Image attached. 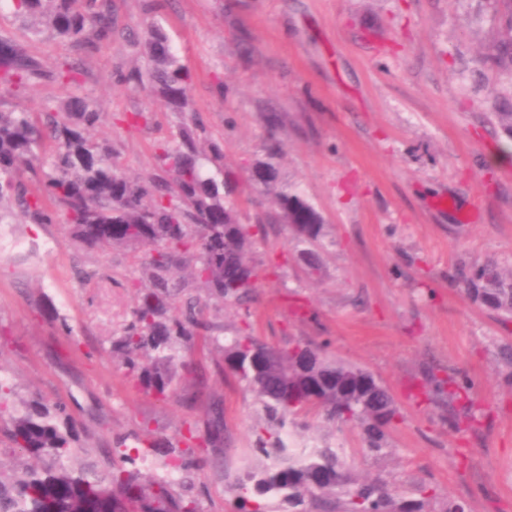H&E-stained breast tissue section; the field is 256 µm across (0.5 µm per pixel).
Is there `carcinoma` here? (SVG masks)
<instances>
[{"instance_id":"obj_1","label":"carcinoma","mask_w":512,"mask_h":512,"mask_svg":"<svg viewBox=\"0 0 512 512\" xmlns=\"http://www.w3.org/2000/svg\"><path fill=\"white\" fill-rule=\"evenodd\" d=\"M17 17L39 34L48 31L69 40L84 56L112 39V0H11ZM503 32L488 60L500 88H492L494 106L512 98V0H493ZM148 62L116 76L121 83L145 88L164 106L181 112L189 105L192 75L179 63L164 30L150 24L143 36ZM80 74L69 60L47 69L13 40L0 34V83L16 90L54 80L74 83ZM100 103L70 95L58 111L40 116L0 111V223L18 208L32 224H51L63 213L72 239L82 247L108 253L125 247L144 253L137 282L138 303L108 352L120 358L127 377L142 392L159 398L177 395L193 378L192 355L200 345L216 344V336H200L210 328L206 304L185 293L176 281L183 263H193L194 279L209 295L248 308L257 280L248 257L267 226L283 224L303 250L307 274L319 275L315 257L321 246L323 219L299 191L279 186L280 144L270 138L266 159L253 166L258 194L270 198L254 223L240 222L236 200L226 192L224 147L216 140L201 145L203 127L180 126L174 143L155 149V167L132 179L117 166L112 147L91 136L101 121ZM42 155L50 159L41 188L28 192L23 169ZM454 282L472 303L512 317V269L489 259L456 268ZM253 353L260 371L230 372L254 394L271 427L253 446L268 463L249 468L237 478L243 494L237 512H468L464 501H448L439 509L425 487L418 497L399 499L380 479L358 480L345 468V444L334 447L299 444L282 431L304 425L303 417L323 414L341 425L362 428L365 451L388 453L386 431L399 417L396 401L381 381L361 394L339 387L350 364L331 359L322 346L296 344L279 348L251 334L230 340L227 352ZM496 358L512 382V342L496 346ZM448 401H469L470 382L450 376L435 380ZM0 366V512H203L205 468L224 456V406L214 403L202 422L186 425L176 444L158 449L149 430L112 441V451L95 454L75 447L74 419L61 401L48 406L37 399H13ZM163 457L164 472L142 480L139 464L149 454ZM176 472L180 479L169 480Z\"/></svg>"}]
</instances>
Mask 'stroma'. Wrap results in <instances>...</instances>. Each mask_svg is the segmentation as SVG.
<instances>
[{
    "mask_svg": "<svg viewBox=\"0 0 512 512\" xmlns=\"http://www.w3.org/2000/svg\"><path fill=\"white\" fill-rule=\"evenodd\" d=\"M112 39L79 62L81 83L46 80L23 93L0 86V110L43 111L78 93L99 101L96 135L109 140L122 172L144 176L156 144L173 140L183 117L199 118L224 144L243 223L258 198L252 165L269 137L283 148L282 184L299 189L324 218L321 275L309 281L285 226L254 249L259 269L248 312L226 305L210 318L219 345L197 350L193 405L131 389L108 352L135 304L138 266L127 251H87L65 216L52 224L0 223V364L16 392L64 401L80 443L148 427L177 440L183 424L224 404L223 460L205 470V512H235L237 475L256 464L253 394L218 372L220 344L238 330L279 347L325 346L393 393L403 416L389 431L390 456L365 452L356 427L307 416L308 436L347 440L346 463L404 496L418 486L469 512H512V383L496 362L512 319L473 304L451 275L489 259L512 268V149L486 105L492 74L483 54L495 40L489 0H112ZM160 24L193 83L186 114L148 92L116 83L144 67L136 45ZM0 32L47 66L73 59L71 43L32 34L0 0ZM280 119L269 130L268 113ZM140 114L136 126L126 115ZM95 270L82 280L78 269ZM73 328L65 335L58 317ZM466 375L483 416L456 428L441 395L416 402L430 376Z\"/></svg>",
    "mask_w": 512,
    "mask_h": 512,
    "instance_id": "35a3bbf8",
    "label": "stroma"
}]
</instances>
